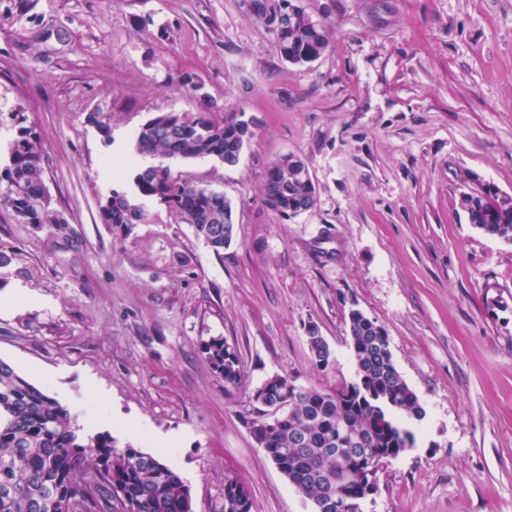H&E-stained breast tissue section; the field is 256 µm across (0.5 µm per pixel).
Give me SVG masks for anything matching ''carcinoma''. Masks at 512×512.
Returning <instances> with one entry per match:
<instances>
[{
	"instance_id": "obj_1",
	"label": "carcinoma",
	"mask_w": 512,
	"mask_h": 512,
	"mask_svg": "<svg viewBox=\"0 0 512 512\" xmlns=\"http://www.w3.org/2000/svg\"><path fill=\"white\" fill-rule=\"evenodd\" d=\"M253 16L275 36L282 59L305 65L331 46L333 27L291 0H249ZM18 124L9 164L0 170V203L26 224L52 223L46 196V169L34 126ZM112 115L92 112L87 122L110 136ZM244 113L221 119L210 111H170L154 115L139 129L129 160L134 191L112 190L101 217L131 233L155 215L153 203L191 225L220 254L235 236L231 201L224 193L172 169L173 160L212 158L238 163L244 152L236 127ZM267 172V206L295 217L311 206L313 182L291 179L309 172L299 157L285 155ZM468 219L483 233L512 242V201L484 188L462 200ZM350 346L356 379L327 391L297 386L288 375L265 380L264 400H288V414L275 424L262 414L249 421L250 432L288 482L312 505V512H363L358 493L370 483L374 462L412 447L406 420L419 421L424 409L398 370L387 330L359 310L349 313ZM312 362L326 368L332 353L319 332L307 335ZM203 352L224 383L240 387L244 375L235 350L224 338H211ZM339 480L345 509L328 508L327 483ZM0 512H192L191 492L181 475L161 456L128 444L116 446L108 432H86L69 409L0 359ZM223 512H253L245 486L224 481Z\"/></svg>"
}]
</instances>
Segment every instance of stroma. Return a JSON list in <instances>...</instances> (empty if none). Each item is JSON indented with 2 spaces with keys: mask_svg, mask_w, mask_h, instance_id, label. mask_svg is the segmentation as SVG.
I'll list each match as a JSON object with an SVG mask.
<instances>
[{
  "mask_svg": "<svg viewBox=\"0 0 512 512\" xmlns=\"http://www.w3.org/2000/svg\"><path fill=\"white\" fill-rule=\"evenodd\" d=\"M336 25L296 66L248 0H0V160L21 114L41 138L58 224L0 207V359L99 430L143 420L139 440L221 512L224 480L255 512H312L254 441L267 378L352 382L350 309L382 324L425 411L413 448L377 472L364 512H512V243L461 207L512 196V0H294ZM192 74L200 89L182 92ZM240 110L256 135L233 167L173 162L224 192L237 227L222 254L155 207L131 234L105 224L119 143L159 112ZM112 115L111 134L87 121ZM308 165L317 202L265 203L269 166ZM316 325L334 360L315 367ZM221 337L245 382L225 389L201 349ZM155 433L177 435L155 449Z\"/></svg>",
  "mask_w": 512,
  "mask_h": 512,
  "instance_id": "35a3bbf8",
  "label": "stroma"
}]
</instances>
